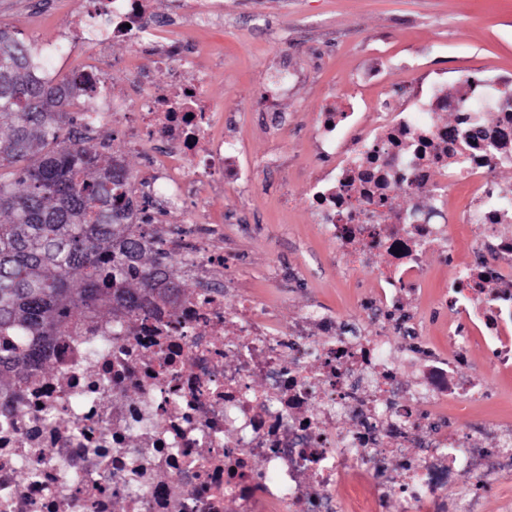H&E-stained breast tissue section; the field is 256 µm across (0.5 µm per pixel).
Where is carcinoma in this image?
I'll return each mask as SVG.
<instances>
[{"instance_id":"carcinoma-1","label":"carcinoma","mask_w":512,"mask_h":512,"mask_svg":"<svg viewBox=\"0 0 512 512\" xmlns=\"http://www.w3.org/2000/svg\"><path fill=\"white\" fill-rule=\"evenodd\" d=\"M36 47L0 28V336L19 347L0 356L7 386L67 319L82 310L117 317L142 309L154 292L175 306L185 293L171 279L164 240L132 230L131 174L91 144L61 109L77 90L67 77L36 76ZM68 136H62L64 128Z\"/></svg>"}]
</instances>
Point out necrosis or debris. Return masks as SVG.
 Segmentation results:
<instances>
[{"label": "necrosis or debris", "mask_w": 512, "mask_h": 512, "mask_svg": "<svg viewBox=\"0 0 512 512\" xmlns=\"http://www.w3.org/2000/svg\"><path fill=\"white\" fill-rule=\"evenodd\" d=\"M38 48L56 81L73 44L91 50L74 73L92 87V126L124 120L131 151L161 160L143 182L165 210L205 187H248L240 142L207 94L208 67L188 34L161 25L151 0H92ZM136 57L115 92L102 65L112 43ZM167 75L154 83L153 71ZM329 100L309 132L335 165L308 203L336 258L373 269L379 308L410 305L433 252H464L448 281V345L476 330L490 372L512 374V106L498 79L432 84L410 111ZM466 183V243L448 233L451 190ZM200 281L176 305L118 318L89 312L51 337L42 361L0 388V512H478L472 488L512 481V425L494 417L452 429L442 406L486 399L455 358L407 352L384 332L347 335L309 306L290 324L251 295L211 282L224 254L180 260ZM414 380L404 385L403 372Z\"/></svg>", "instance_id": "1"}]
</instances>
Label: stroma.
<instances>
[{
    "mask_svg": "<svg viewBox=\"0 0 512 512\" xmlns=\"http://www.w3.org/2000/svg\"><path fill=\"white\" fill-rule=\"evenodd\" d=\"M223 2L222 23L191 37L213 70L210 95L222 102L245 160L255 166V185L248 191L212 186L197 206L159 215L170 271L178 274V258L193 247H217L224 251L225 281L273 304L283 323L317 304L344 326L358 325L370 311L371 274L334 260L307 207L310 175L332 163L310 147L315 114L331 95L355 97L368 112L378 95L400 93L408 83H450L476 71L512 79V0ZM89 7L88 0H0V26L37 44ZM374 59L384 64L378 84L363 79ZM282 63L295 74L281 101L284 126L250 107L272 89ZM428 264L416 307L424 346L445 354L452 313L440 297L454 263L434 254ZM489 357L475 339L459 365L465 373L483 371L488 391L467 416L451 415L459 430L486 415L512 421V377L486 371Z\"/></svg>",
    "mask_w": 512,
    "mask_h": 512,
    "instance_id": "35a3bbf8",
    "label": "stroma"
}]
</instances>
